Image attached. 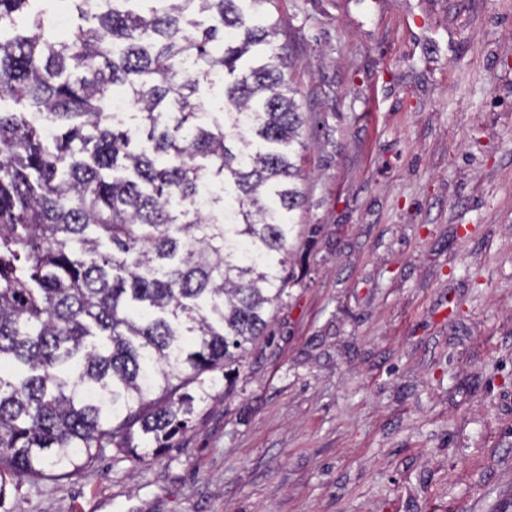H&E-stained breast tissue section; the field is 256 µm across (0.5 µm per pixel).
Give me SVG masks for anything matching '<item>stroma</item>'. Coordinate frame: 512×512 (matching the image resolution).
Here are the masks:
<instances>
[{
	"mask_svg": "<svg viewBox=\"0 0 512 512\" xmlns=\"http://www.w3.org/2000/svg\"><path fill=\"white\" fill-rule=\"evenodd\" d=\"M303 112L282 304L158 456L8 512H512V0H274Z\"/></svg>",
	"mask_w": 512,
	"mask_h": 512,
	"instance_id": "obj_1",
	"label": "stroma"
}]
</instances>
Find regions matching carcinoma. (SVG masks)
<instances>
[{
    "label": "carcinoma",
    "mask_w": 512,
    "mask_h": 512,
    "mask_svg": "<svg viewBox=\"0 0 512 512\" xmlns=\"http://www.w3.org/2000/svg\"><path fill=\"white\" fill-rule=\"evenodd\" d=\"M107 0L61 41L39 0H0V506L16 478L71 477L109 446L137 459L232 388L283 299L304 204V114L273 0ZM209 13L201 35L191 11ZM223 79L212 125L199 86ZM137 124L111 112L114 88ZM224 188V222L195 209Z\"/></svg>",
    "instance_id": "carcinoma-1"
}]
</instances>
